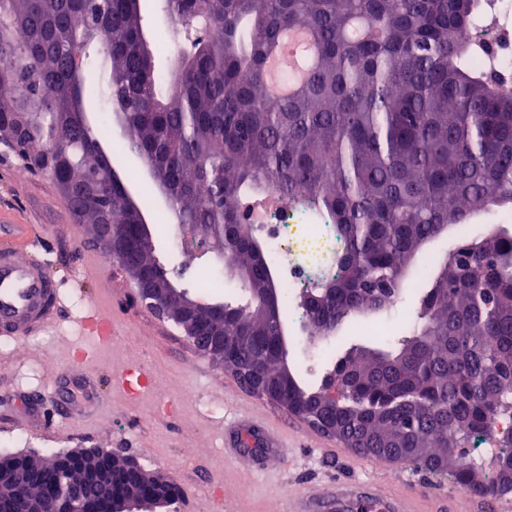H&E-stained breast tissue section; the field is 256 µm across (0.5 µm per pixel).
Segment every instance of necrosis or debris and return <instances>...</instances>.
Masks as SVG:
<instances>
[{"label": "necrosis or debris", "instance_id": "necrosis-or-debris-1", "mask_svg": "<svg viewBox=\"0 0 512 512\" xmlns=\"http://www.w3.org/2000/svg\"><path fill=\"white\" fill-rule=\"evenodd\" d=\"M486 29L499 32L488 54L510 74L512 88V0H485ZM255 229L267 244L268 262L277 272L288 300V316L304 324L305 312L298 305L300 292L322 278L335 276L343 244L331 219L318 211L288 204L277 194L246 203Z\"/></svg>", "mask_w": 512, "mask_h": 512}]
</instances>
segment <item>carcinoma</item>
Listing matches in <instances>:
<instances>
[{"label":"carcinoma","instance_id":"carcinoma-1","mask_svg":"<svg viewBox=\"0 0 512 512\" xmlns=\"http://www.w3.org/2000/svg\"><path fill=\"white\" fill-rule=\"evenodd\" d=\"M482 0H159L175 33V68L156 66L139 0H0V145L45 171L76 221L117 228L126 262L164 268L138 240L143 205L112 180L111 126L84 120V59L106 62L99 89L118 113L122 152L144 158L181 227L204 225L224 246L240 292L224 301V367L263 365L288 409L336 430L351 451L445 473L482 496L512 489V230L495 224L415 272L410 329L332 358L360 372L353 389L306 386L283 332L282 295L262 299L273 269L243 211L249 196L281 194L336 225L343 261L332 290L310 289V327L336 330L387 311L419 250L445 228L512 205V93L484 55ZM308 31L316 61L297 90L268 92L267 59L285 31ZM223 31L214 39L209 33ZM107 32V41L100 38ZM234 336H249L238 345ZM488 439L489 461L453 453ZM122 461L19 462L31 493L66 474L64 492L98 506L91 470Z\"/></svg>","mask_w":512,"mask_h":512}]
</instances>
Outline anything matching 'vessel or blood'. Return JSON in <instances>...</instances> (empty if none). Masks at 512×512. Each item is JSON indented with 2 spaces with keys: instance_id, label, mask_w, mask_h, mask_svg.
Segmentation results:
<instances>
[{
  "instance_id": "b4317fda",
  "label": "vessel or blood",
  "mask_w": 512,
  "mask_h": 512,
  "mask_svg": "<svg viewBox=\"0 0 512 512\" xmlns=\"http://www.w3.org/2000/svg\"><path fill=\"white\" fill-rule=\"evenodd\" d=\"M48 230L42 224H25L0 211V338L17 341L51 327L65 307L60 281L50 271ZM101 374L76 372L54 384L50 401L52 415L37 413L44 429H51L53 416L77 420L95 414V392L106 390ZM236 431L234 450L247 457L255 445L281 455L284 445L273 427L249 418L232 423ZM297 512H409L404 499L385 492L380 479L336 482L324 496H306Z\"/></svg>"
}]
</instances>
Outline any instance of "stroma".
Listing matches in <instances>:
<instances>
[{
  "instance_id": "stroma-1",
  "label": "stroma",
  "mask_w": 512,
  "mask_h": 512,
  "mask_svg": "<svg viewBox=\"0 0 512 512\" xmlns=\"http://www.w3.org/2000/svg\"><path fill=\"white\" fill-rule=\"evenodd\" d=\"M0 210L27 224L47 225L60 244L49 266L63 284L67 314L45 333L22 341H0V410L18 397L30 402L47 395L57 372L97 349L100 364L120 373L140 367L151 393L135 397L113 392L101 424L63 425L48 437L32 425L0 426V455L49 456L80 448L98 449L118 459L136 458L145 469L170 473L180 490L176 512H290L303 493H325L337 480L361 478L348 458L333 455L337 439L324 436L288 409L245 389L231 371L215 365L189 343L173 323L141 304L128 276L109 263L103 246L76 224L53 181L28 170L12 153L0 151ZM155 254L169 276L197 299L231 298L238 282L225 277L222 288H204L185 269L186 256L170 238L154 233ZM96 257V277H85L87 257ZM112 291L111 346L97 347L82 320L101 286ZM195 394L183 396L185 385ZM274 419L287 453L278 461L255 452L241 461L224 451V425L237 417ZM387 486L406 494L422 512L429 493L456 499L457 512H472L473 494L446 477L426 472L401 484L396 472L381 474Z\"/></svg>"
}]
</instances>
